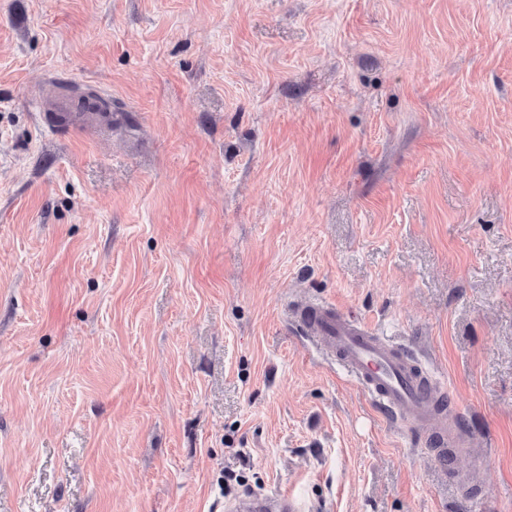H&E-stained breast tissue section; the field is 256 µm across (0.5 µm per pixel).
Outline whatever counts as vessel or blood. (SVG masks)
Segmentation results:
<instances>
[{"label": "vessel or blood", "mask_w": 512, "mask_h": 512, "mask_svg": "<svg viewBox=\"0 0 512 512\" xmlns=\"http://www.w3.org/2000/svg\"><path fill=\"white\" fill-rule=\"evenodd\" d=\"M306 334L322 352L335 358L379 409L418 424H432L436 435L448 428L434 409V384L414 368L401 348L378 336L368 325L339 314L331 307L313 305L299 315ZM225 512H299L295 497L285 493L248 495L227 502Z\"/></svg>", "instance_id": "1"}]
</instances>
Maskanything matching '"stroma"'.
Segmentation results:
<instances>
[{
	"label": "stroma",
	"mask_w": 512,
	"mask_h": 512,
	"mask_svg": "<svg viewBox=\"0 0 512 512\" xmlns=\"http://www.w3.org/2000/svg\"><path fill=\"white\" fill-rule=\"evenodd\" d=\"M93 90L110 104L50 126ZM409 348L472 438L298 331ZM512 512V0H0V512ZM299 321L315 346L334 357L376 407L418 424L431 422L436 435L448 438L445 416L434 409L435 384L421 367L419 373L414 369V360L401 348L329 306H309ZM228 512H298L295 497L287 493L274 495H248L225 503Z\"/></svg>",
	"instance_id": "stroma-1"
}]
</instances>
